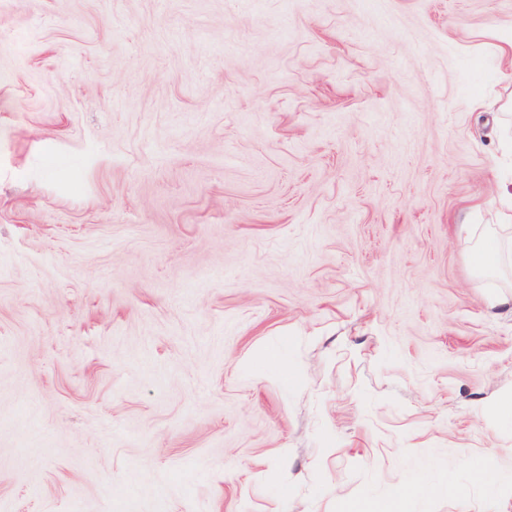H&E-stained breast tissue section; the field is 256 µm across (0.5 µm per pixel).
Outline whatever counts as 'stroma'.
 I'll return each instance as SVG.
<instances>
[{
	"instance_id": "35a3bbf8",
	"label": "stroma",
	"mask_w": 512,
	"mask_h": 512,
	"mask_svg": "<svg viewBox=\"0 0 512 512\" xmlns=\"http://www.w3.org/2000/svg\"><path fill=\"white\" fill-rule=\"evenodd\" d=\"M507 180L512 0H0V512H512Z\"/></svg>"
}]
</instances>
